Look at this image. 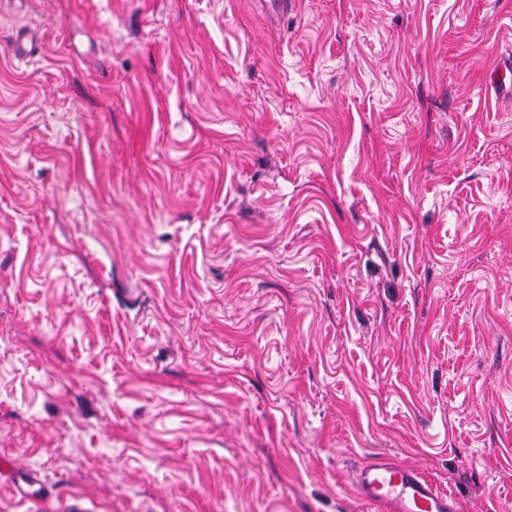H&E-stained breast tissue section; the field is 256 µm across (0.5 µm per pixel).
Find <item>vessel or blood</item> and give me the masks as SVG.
Returning <instances> with one entry per match:
<instances>
[{"label":"vessel or blood","mask_w":512,"mask_h":512,"mask_svg":"<svg viewBox=\"0 0 512 512\" xmlns=\"http://www.w3.org/2000/svg\"><path fill=\"white\" fill-rule=\"evenodd\" d=\"M353 485L377 512H458L456 502L418 471L388 458L369 462Z\"/></svg>","instance_id":"vessel-or-blood-1"}]
</instances>
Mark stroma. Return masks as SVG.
<instances>
[{
	"label": "stroma",
	"instance_id": "stroma-1",
	"mask_svg": "<svg viewBox=\"0 0 512 512\" xmlns=\"http://www.w3.org/2000/svg\"><path fill=\"white\" fill-rule=\"evenodd\" d=\"M511 68L512 0H0V512H512ZM353 485L364 504L381 512H458L457 503L418 471L388 458L369 462Z\"/></svg>",
	"mask_w": 512,
	"mask_h": 512
}]
</instances>
